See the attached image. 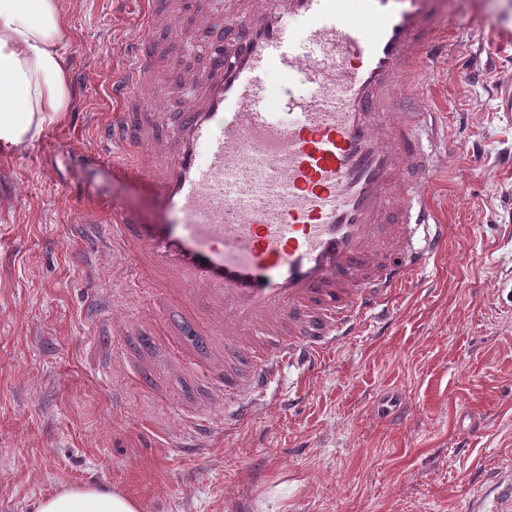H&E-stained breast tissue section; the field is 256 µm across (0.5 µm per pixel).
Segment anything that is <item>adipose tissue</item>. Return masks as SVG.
I'll use <instances>...</instances> for the list:
<instances>
[{
  "label": "adipose tissue",
  "instance_id": "obj_1",
  "mask_svg": "<svg viewBox=\"0 0 512 512\" xmlns=\"http://www.w3.org/2000/svg\"><path fill=\"white\" fill-rule=\"evenodd\" d=\"M64 29L60 0H0V150L28 146L69 112ZM35 512H140V505L118 491L69 485L41 498Z\"/></svg>",
  "mask_w": 512,
  "mask_h": 512
}]
</instances>
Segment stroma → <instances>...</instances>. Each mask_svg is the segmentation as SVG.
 <instances>
[{
    "label": "stroma",
    "mask_w": 512,
    "mask_h": 512,
    "mask_svg": "<svg viewBox=\"0 0 512 512\" xmlns=\"http://www.w3.org/2000/svg\"><path fill=\"white\" fill-rule=\"evenodd\" d=\"M186 0L168 62L171 109L189 105L205 27L228 0ZM74 90L62 122L0 155V512H32L65 485L139 500L141 512H468L492 475L512 473V0H437L459 56L424 92L448 136L427 192L448 230L441 253L313 373L290 370L254 416L200 451L179 446L197 409L222 414L201 360L167 323L180 301L123 288L122 259L88 253L78 224L113 202L155 204L97 145L118 104L112 81L143 36L144 0H61ZM469 153H459V141ZM128 324L126 365L92 321ZM479 431L470 432L474 418Z\"/></svg>",
    "instance_id": "1"
}]
</instances>
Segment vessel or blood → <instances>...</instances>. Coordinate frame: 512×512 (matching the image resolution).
I'll return each mask as SVG.
<instances>
[{
  "instance_id": "vessel-or-blood-1",
  "label": "vessel or blood",
  "mask_w": 512,
  "mask_h": 512,
  "mask_svg": "<svg viewBox=\"0 0 512 512\" xmlns=\"http://www.w3.org/2000/svg\"><path fill=\"white\" fill-rule=\"evenodd\" d=\"M231 2L243 34L208 43L198 98L162 137L164 113L142 102L163 78L179 10L146 0V28L166 36L139 39L112 85L121 111L99 131L164 213L113 204L91 240L119 252L129 288L164 285L189 323L212 325L209 389L232 410L196 412L188 452L246 420L285 369L316 370L446 241L425 193L437 122L422 101L385 110L449 55L432 0ZM271 70L284 78V119L267 108Z\"/></svg>"
}]
</instances>
